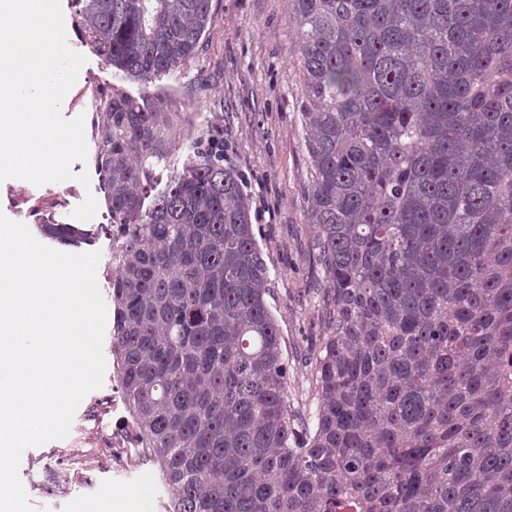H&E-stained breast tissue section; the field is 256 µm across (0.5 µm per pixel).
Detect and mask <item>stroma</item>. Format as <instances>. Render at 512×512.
Masks as SVG:
<instances>
[{"mask_svg": "<svg viewBox=\"0 0 512 512\" xmlns=\"http://www.w3.org/2000/svg\"><path fill=\"white\" fill-rule=\"evenodd\" d=\"M61 7L69 45L86 58L62 114L84 116L88 149L96 147V107L115 89L135 98L161 97L167 111L192 113L197 124L223 134L225 162L245 181L251 222L270 273L268 304L284 338L288 396L301 415L314 416L317 396L304 351L327 334L315 293L324 272L314 261L316 228L307 221L310 174L288 0H212L214 20L198 54L146 83L124 76L86 45L73 0H61ZM72 170L88 172L90 186L76 179L42 186L21 179L1 182L0 213L25 224L51 248L56 242L42 225L75 224L85 238L74 252L101 253L97 280L107 298L112 294V238L105 231L111 222L105 193L94 158L73 163ZM89 194L98 202L96 216L73 220L72 211ZM103 352L104 383L80 403L68 438L31 448L21 461V480L39 512H68L69 500L84 494L96 496V512H120L116 499L103 491L107 479L130 482L135 495V475L159 469L126 408L111 338H104Z\"/></svg>", "mask_w": 512, "mask_h": 512, "instance_id": "obj_1", "label": "stroma"}]
</instances>
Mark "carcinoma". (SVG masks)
Returning <instances> with one entry per match:
<instances>
[{
  "label": "carcinoma",
  "instance_id": "obj_1",
  "mask_svg": "<svg viewBox=\"0 0 512 512\" xmlns=\"http://www.w3.org/2000/svg\"><path fill=\"white\" fill-rule=\"evenodd\" d=\"M75 2L143 81L212 22V0ZM289 7L328 325L314 423L224 137L118 89L95 113L112 352L169 512H512V0Z\"/></svg>",
  "mask_w": 512,
  "mask_h": 512
}]
</instances>
